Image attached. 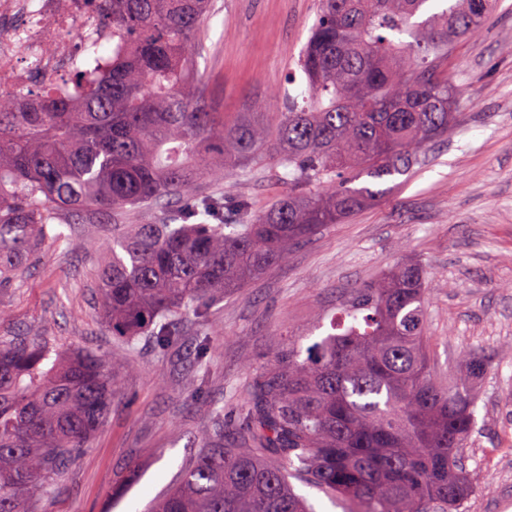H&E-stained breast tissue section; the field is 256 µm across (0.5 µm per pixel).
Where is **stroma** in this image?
Listing matches in <instances>:
<instances>
[{
	"instance_id": "stroma-1",
	"label": "stroma",
	"mask_w": 512,
	"mask_h": 512,
	"mask_svg": "<svg viewBox=\"0 0 512 512\" xmlns=\"http://www.w3.org/2000/svg\"><path fill=\"white\" fill-rule=\"evenodd\" d=\"M315 16L316 0H216L200 62L213 111L230 118L257 100L275 112L283 95L299 93L294 61ZM437 72L463 102L447 138L391 178L378 204L295 244L168 351L144 339L127 349L105 334L89 272L111 226L91 219L72 225L69 244H44L24 286L0 299V336L92 347L114 357L118 383L106 422L40 498L41 512H145L200 453L214 412L224 415L225 441L236 438L238 408L275 346L324 335L345 290L409 259L432 276L426 327L437 374L453 373L469 350L492 356L465 450L474 492L464 512H512V0L455 43ZM226 189L257 212L286 186L269 172L209 179L198 191ZM203 342L202 383L195 352Z\"/></svg>"
}]
</instances>
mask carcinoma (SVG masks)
<instances>
[{"label": "carcinoma", "instance_id": "cac0c4a2", "mask_svg": "<svg viewBox=\"0 0 512 512\" xmlns=\"http://www.w3.org/2000/svg\"><path fill=\"white\" fill-rule=\"evenodd\" d=\"M318 0L297 67L308 96L265 113L212 111L199 80L213 0H99L112 56L73 91L0 98V298L22 287L61 216H112L93 273L98 316L128 348L161 350L185 322L288 257L292 244L381 198L425 146L448 135L461 98L434 69L498 0ZM423 20H418V17ZM272 164L288 185L266 211L196 186ZM366 176L373 186L355 187ZM155 216L121 224L130 209ZM427 281L405 261L339 301L345 322L307 347L288 337L240 408L224 447L203 450L153 512H313L292 480L346 512H462L473 493L463 448L490 365L468 353L448 381L427 340ZM113 367L91 349L0 336V512H37L99 431Z\"/></svg>", "mask_w": 512, "mask_h": 512}]
</instances>
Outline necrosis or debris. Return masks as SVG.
I'll list each match as a JSON object with an SVG mask.
<instances>
[{
  "label": "necrosis or debris",
  "instance_id": "1",
  "mask_svg": "<svg viewBox=\"0 0 512 512\" xmlns=\"http://www.w3.org/2000/svg\"><path fill=\"white\" fill-rule=\"evenodd\" d=\"M94 0H0V97L37 94L40 78L68 90V77L95 42L112 40L92 24Z\"/></svg>",
  "mask_w": 512,
  "mask_h": 512
}]
</instances>
